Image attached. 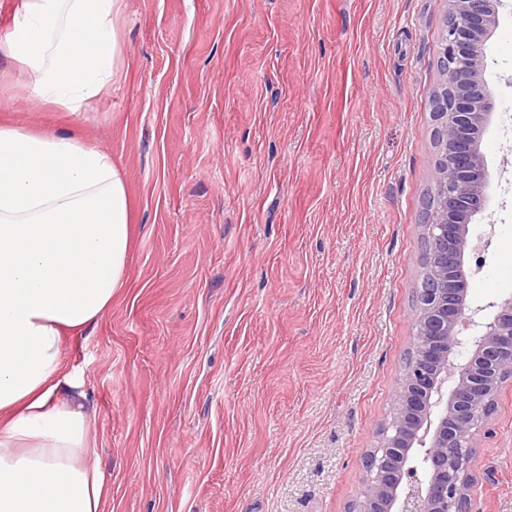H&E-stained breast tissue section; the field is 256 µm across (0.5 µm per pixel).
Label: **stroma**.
I'll use <instances>...</instances> for the list:
<instances>
[{"mask_svg": "<svg viewBox=\"0 0 512 512\" xmlns=\"http://www.w3.org/2000/svg\"><path fill=\"white\" fill-rule=\"evenodd\" d=\"M448 0H125L121 74L0 122L108 151L127 279L66 336L105 512H351L415 334ZM491 190L470 296L512 295V0L485 46ZM472 512H512V379L475 436Z\"/></svg>", "mask_w": 512, "mask_h": 512, "instance_id": "1", "label": "stroma"}]
</instances>
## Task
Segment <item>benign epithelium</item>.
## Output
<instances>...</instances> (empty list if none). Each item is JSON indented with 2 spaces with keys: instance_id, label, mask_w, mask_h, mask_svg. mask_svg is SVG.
I'll list each match as a JSON object with an SVG mask.
<instances>
[{
  "instance_id": "1",
  "label": "benign epithelium",
  "mask_w": 512,
  "mask_h": 512,
  "mask_svg": "<svg viewBox=\"0 0 512 512\" xmlns=\"http://www.w3.org/2000/svg\"><path fill=\"white\" fill-rule=\"evenodd\" d=\"M440 41L433 158L436 206L426 227V287L418 289L413 358L395 393L381 448L354 512H470L469 474L483 413L512 371V295L475 306L468 255L486 250L470 224L491 175L482 136L494 109L485 44L502 0H448Z\"/></svg>"
}]
</instances>
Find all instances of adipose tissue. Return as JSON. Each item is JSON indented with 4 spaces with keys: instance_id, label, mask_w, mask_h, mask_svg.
<instances>
[{
    "instance_id": "1",
    "label": "adipose tissue",
    "mask_w": 512,
    "mask_h": 512,
    "mask_svg": "<svg viewBox=\"0 0 512 512\" xmlns=\"http://www.w3.org/2000/svg\"><path fill=\"white\" fill-rule=\"evenodd\" d=\"M123 0H19L0 50L31 106L81 112L115 79ZM131 227L109 152L0 122V512H104L87 395L62 338L125 282Z\"/></svg>"
}]
</instances>
